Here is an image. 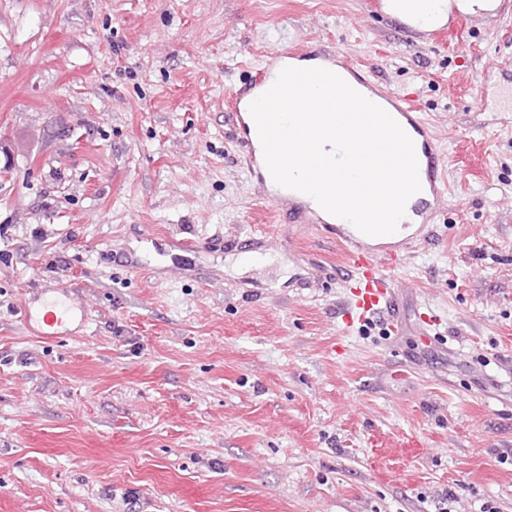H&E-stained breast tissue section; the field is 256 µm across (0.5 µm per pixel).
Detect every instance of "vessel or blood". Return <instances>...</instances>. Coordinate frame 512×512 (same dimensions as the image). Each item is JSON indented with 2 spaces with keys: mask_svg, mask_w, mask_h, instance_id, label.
<instances>
[{
  "mask_svg": "<svg viewBox=\"0 0 512 512\" xmlns=\"http://www.w3.org/2000/svg\"><path fill=\"white\" fill-rule=\"evenodd\" d=\"M307 59L314 60L322 68L342 67L349 76L383 100L386 112L400 124L414 144L419 178L424 185V197L414 209L415 221H401L397 232L390 235L371 238L350 224L338 235L346 263L344 282L348 293L345 311L349 321H378L393 330L398 323L392 280L386 263L400 258L402 249L410 248L417 241V234L411 231L412 224L432 223L439 206L446 201L450 191L447 162L430 123L408 96L385 89L365 66L348 60L338 51L322 49L313 53L307 49L288 48L271 54L260 77L244 85L232 97L234 137L247 152V172L251 178L262 179L266 164L262 150L255 147L251 136L247 103L265 93L291 61ZM74 312L72 302L51 303L36 311L24 309L23 321L38 335L56 338L64 333Z\"/></svg>",
  "mask_w": 512,
  "mask_h": 512,
  "instance_id": "obj_1",
  "label": "vessel or blood"
}]
</instances>
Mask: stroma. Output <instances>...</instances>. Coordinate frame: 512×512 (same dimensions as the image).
I'll list each match as a JSON object with an SVG mask.
<instances>
[{
	"mask_svg": "<svg viewBox=\"0 0 512 512\" xmlns=\"http://www.w3.org/2000/svg\"><path fill=\"white\" fill-rule=\"evenodd\" d=\"M499 2L409 41L365 0H0V512H512ZM323 44L448 161L394 333L346 325L335 225L290 223L228 120L271 53ZM60 293L86 317L42 338L22 306Z\"/></svg>",
	"mask_w": 512,
	"mask_h": 512,
	"instance_id": "obj_1",
	"label": "stroma"
}]
</instances>
